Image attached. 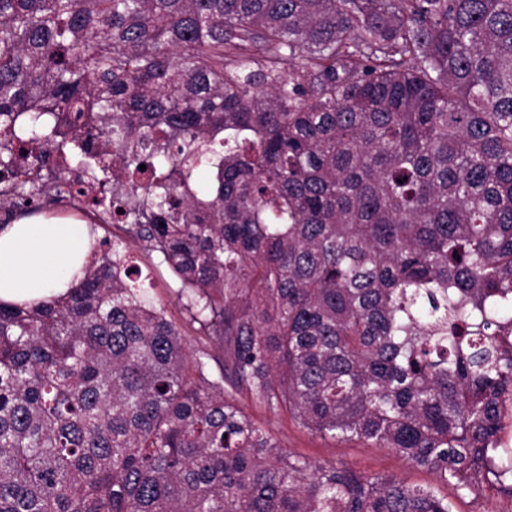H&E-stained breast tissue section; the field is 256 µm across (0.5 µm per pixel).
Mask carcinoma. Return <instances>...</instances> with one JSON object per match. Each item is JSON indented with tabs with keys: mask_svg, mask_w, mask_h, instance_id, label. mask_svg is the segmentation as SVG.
Listing matches in <instances>:
<instances>
[{
	"mask_svg": "<svg viewBox=\"0 0 512 512\" xmlns=\"http://www.w3.org/2000/svg\"><path fill=\"white\" fill-rule=\"evenodd\" d=\"M50 140L127 225L0 303V512H452L276 452L243 392L512 494V0H0V208L62 195ZM138 264L143 270V276L147 274L149 269L152 274L149 277L151 284L145 282V287L149 288V295L155 301H160L168 305V311L172 319L182 325V338L188 355H194L202 350L207 351L211 355H219L220 350L217 344L209 343L196 331L197 324L189 325L183 319L185 315L182 313L176 299V291L180 287L179 283L168 272L166 267L161 264V258L156 254H147L146 252H138Z\"/></svg>",
	"mask_w": 512,
	"mask_h": 512,
	"instance_id": "carcinoma-1",
	"label": "carcinoma"
}]
</instances>
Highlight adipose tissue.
I'll return each mask as SVG.
<instances>
[{
	"mask_svg": "<svg viewBox=\"0 0 512 512\" xmlns=\"http://www.w3.org/2000/svg\"><path fill=\"white\" fill-rule=\"evenodd\" d=\"M90 247L85 224L30 216L0 229V302L33 304L64 295Z\"/></svg>",
	"mask_w": 512,
	"mask_h": 512,
	"instance_id": "ef3b65f1",
	"label": "adipose tissue"
}]
</instances>
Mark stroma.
<instances>
[{"label": "stroma", "mask_w": 512, "mask_h": 512, "mask_svg": "<svg viewBox=\"0 0 512 512\" xmlns=\"http://www.w3.org/2000/svg\"><path fill=\"white\" fill-rule=\"evenodd\" d=\"M138 263L151 273L150 297L167 304L172 319L182 323L187 354L201 351L218 354L217 344L204 340L195 326L185 323L176 299L179 284L162 265L160 257L142 252ZM237 402L250 418L266 429L280 449L314 464L347 468L369 476H395L413 485L434 487L439 495L449 498L454 512H512V497L504 494L499 486L487 484L478 494L461 496L453 487L437 483L427 470L407 464L393 449L380 447L370 440L320 436L304 428L290 411L269 409L245 393L238 395Z\"/></svg>", "instance_id": "1"}]
</instances>
